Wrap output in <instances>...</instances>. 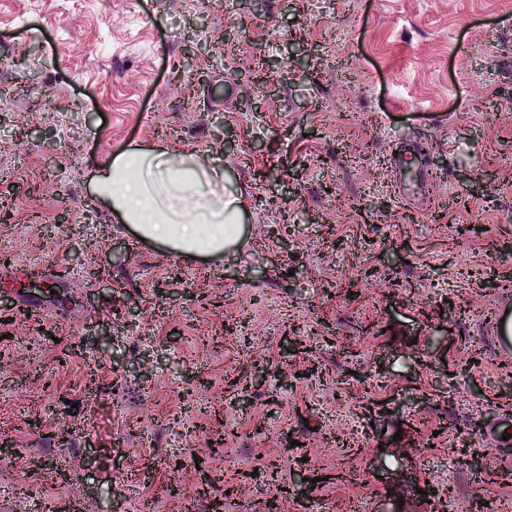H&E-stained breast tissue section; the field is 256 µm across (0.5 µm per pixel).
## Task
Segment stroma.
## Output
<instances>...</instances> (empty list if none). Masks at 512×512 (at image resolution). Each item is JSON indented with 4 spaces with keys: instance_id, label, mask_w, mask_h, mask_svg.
Instances as JSON below:
<instances>
[{
    "instance_id": "obj_1",
    "label": "stroma",
    "mask_w": 512,
    "mask_h": 512,
    "mask_svg": "<svg viewBox=\"0 0 512 512\" xmlns=\"http://www.w3.org/2000/svg\"><path fill=\"white\" fill-rule=\"evenodd\" d=\"M1 92L0 512L512 502V445L487 435L512 404L490 322L512 290V0H0ZM160 143L244 197L223 255L141 240L94 195ZM410 143L433 177L405 202ZM297 456L325 483H294Z\"/></svg>"
}]
</instances>
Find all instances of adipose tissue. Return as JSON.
<instances>
[{
  "label": "adipose tissue",
  "instance_id": "obj_1",
  "mask_svg": "<svg viewBox=\"0 0 512 512\" xmlns=\"http://www.w3.org/2000/svg\"><path fill=\"white\" fill-rule=\"evenodd\" d=\"M99 200L145 240L182 256L222 253L237 241L240 193L203 157L167 147L116 155L93 178Z\"/></svg>",
  "mask_w": 512,
  "mask_h": 512
}]
</instances>
